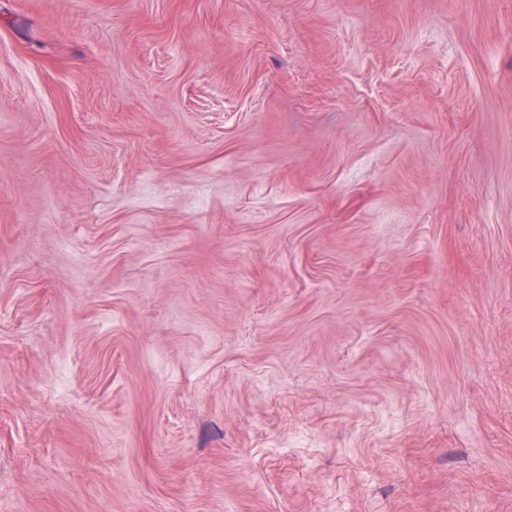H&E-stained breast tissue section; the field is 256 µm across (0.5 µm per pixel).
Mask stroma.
Returning a JSON list of instances; mask_svg holds the SVG:
<instances>
[{"instance_id": "1", "label": "stroma", "mask_w": 512, "mask_h": 512, "mask_svg": "<svg viewBox=\"0 0 512 512\" xmlns=\"http://www.w3.org/2000/svg\"><path fill=\"white\" fill-rule=\"evenodd\" d=\"M0 512H512V0H0Z\"/></svg>"}]
</instances>
